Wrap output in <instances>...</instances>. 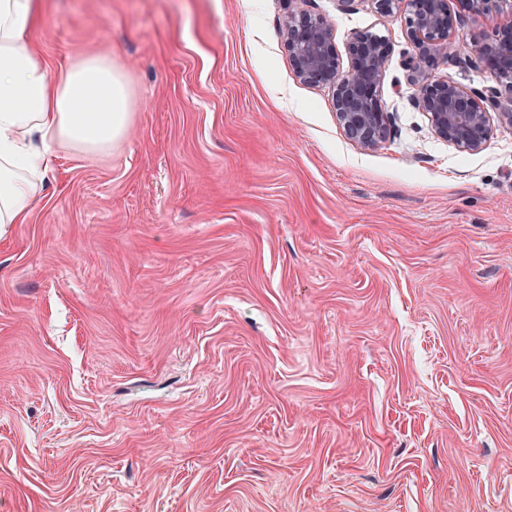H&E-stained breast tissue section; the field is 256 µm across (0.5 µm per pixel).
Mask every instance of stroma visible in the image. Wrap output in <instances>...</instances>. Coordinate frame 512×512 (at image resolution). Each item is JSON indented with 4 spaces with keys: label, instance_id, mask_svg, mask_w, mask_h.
Masks as SVG:
<instances>
[{
    "label": "stroma",
    "instance_id": "1",
    "mask_svg": "<svg viewBox=\"0 0 512 512\" xmlns=\"http://www.w3.org/2000/svg\"><path fill=\"white\" fill-rule=\"evenodd\" d=\"M393 47L387 141L296 78L289 11ZM438 68L491 85L473 24ZM50 67L124 75L112 150H61L0 228V512H512V129L415 107L370 0H46Z\"/></svg>",
    "mask_w": 512,
    "mask_h": 512
}]
</instances>
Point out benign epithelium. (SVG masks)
I'll list each match as a JSON object with an SVG mask.
<instances>
[{
  "label": "benign epithelium",
  "instance_id": "7a95c632",
  "mask_svg": "<svg viewBox=\"0 0 512 512\" xmlns=\"http://www.w3.org/2000/svg\"><path fill=\"white\" fill-rule=\"evenodd\" d=\"M377 13L404 15L412 46L406 67L415 87L414 105L428 116L432 131L460 150L479 152L493 135L491 119L512 129V20L496 28L495 37L475 35L477 56L494 85L467 90L437 73L439 63L457 57L452 39L463 18L480 24L504 12L512 15V0H369ZM297 78L332 90L336 120L348 138L363 150L380 147L391 128V114L381 99L393 48L367 31L352 34L347 43L349 68H340L332 25L320 14L290 13L280 24Z\"/></svg>",
  "mask_w": 512,
  "mask_h": 512
}]
</instances>
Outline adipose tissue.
Listing matches in <instances>:
<instances>
[{
	"instance_id": "obj_1",
	"label": "adipose tissue",
	"mask_w": 512,
	"mask_h": 512,
	"mask_svg": "<svg viewBox=\"0 0 512 512\" xmlns=\"http://www.w3.org/2000/svg\"><path fill=\"white\" fill-rule=\"evenodd\" d=\"M42 0H0V225L26 223L60 148L109 149L129 129L128 90L111 60L49 68L32 42Z\"/></svg>"
}]
</instances>
